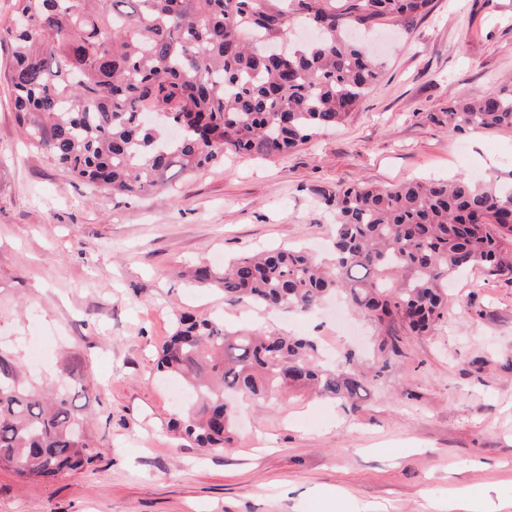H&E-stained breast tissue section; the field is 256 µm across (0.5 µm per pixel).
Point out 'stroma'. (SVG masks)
<instances>
[{
  "label": "stroma",
  "mask_w": 512,
  "mask_h": 512,
  "mask_svg": "<svg viewBox=\"0 0 512 512\" xmlns=\"http://www.w3.org/2000/svg\"><path fill=\"white\" fill-rule=\"evenodd\" d=\"M384 73L337 127L282 157L229 155L172 176L166 195L123 198L32 151L0 81V343L19 346L44 388L90 372L92 469L23 482L0 468V512H448L451 493L512 501V275L469 270L448 316L405 340L358 413L291 394L237 404L219 451L177 439V380L156 364L177 313L231 328L310 336L335 358L371 360L373 323L343 299L287 315L199 288L188 267L265 247L327 252L321 195L365 183L512 174V129L454 132L424 120L512 83V0H434L412 25L383 18Z\"/></svg>",
  "instance_id": "stroma-1"
}]
</instances>
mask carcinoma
Returning a JSON list of instances; mask_svg holds the SVG:
<instances>
[{"label": "carcinoma", "instance_id": "1", "mask_svg": "<svg viewBox=\"0 0 512 512\" xmlns=\"http://www.w3.org/2000/svg\"><path fill=\"white\" fill-rule=\"evenodd\" d=\"M433 0H13L6 80L29 146L73 178L136 197L168 173L200 172L227 153L275 156L336 127L382 78L353 38L382 17L427 16ZM423 118L452 130L512 127V87L460 98ZM336 220L332 256L305 250L241 257L195 281L232 302L306 314L332 294L379 327L378 357L326 367L304 336L230 330L224 318L178 319L156 369L191 394L168 429L199 447L234 438L230 393L275 403L315 390L356 412L362 393L448 314V281L464 269L512 274V177L475 183L361 184L324 194ZM38 390L0 349V466L23 481L81 472L98 458L75 396Z\"/></svg>", "mask_w": 512, "mask_h": 512}]
</instances>
